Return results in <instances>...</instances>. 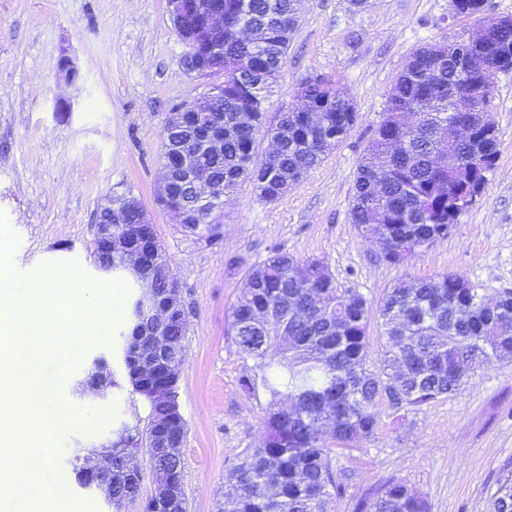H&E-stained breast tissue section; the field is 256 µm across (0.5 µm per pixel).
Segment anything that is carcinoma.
Instances as JSON below:
<instances>
[{"label": "carcinoma", "mask_w": 512, "mask_h": 512, "mask_svg": "<svg viewBox=\"0 0 512 512\" xmlns=\"http://www.w3.org/2000/svg\"><path fill=\"white\" fill-rule=\"evenodd\" d=\"M454 15L476 17L488 26L493 49L458 40L417 49L387 94L385 118L364 148L355 178L350 220L377 241L381 257L400 264L418 250L448 237L462 215L455 204L464 188L442 162L454 147L460 109L486 112L495 77L512 71V21L484 14V0H453ZM299 24V0H224V47L209 55L224 73V94L211 102L200 125L163 141L180 145L223 181L224 194L249 184L272 202L282 187L298 183L318 166L354 127L358 112L341 85L315 77L302 84L312 111L281 112L263 127L265 103L286 63ZM257 37L245 40L240 29ZM224 133V154L203 147L202 133ZM265 132L275 152L254 158L257 135ZM457 150L472 156L473 185L484 190L499 156L496 130ZM184 231L207 241L222 234V223L202 215ZM134 241L169 262L160 241L139 211L121 225ZM382 338L372 367L367 335L371 306L358 291L340 290L318 259L300 260L276 251L252 266L233 302L227 329L241 351L255 361L269 397L265 441L244 452L224 476L221 512H334L344 486L333 472L331 449L323 436L333 424L336 444L349 449L374 434L379 406L421 407L456 394L466 375L462 361H512V291L490 301L460 274L405 280L388 289L377 308ZM147 316L131 329L141 346L150 344ZM187 319H175L170 340L184 343ZM133 390L150 405L154 465L178 476L183 458L164 451L166 434L151 393L163 386L159 367L139 373L124 358ZM140 433L124 426L112 444V508L121 512L138 489L125 449ZM354 512H430L428 500L401 480H390L356 502ZM490 512H512V481L490 498Z\"/></svg>", "instance_id": "carcinoma-1"}]
</instances>
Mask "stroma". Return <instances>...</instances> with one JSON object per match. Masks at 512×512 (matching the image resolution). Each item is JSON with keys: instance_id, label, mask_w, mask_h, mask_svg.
Returning a JSON list of instances; mask_svg holds the SVG:
<instances>
[{"instance_id": "stroma-1", "label": "stroma", "mask_w": 512, "mask_h": 512, "mask_svg": "<svg viewBox=\"0 0 512 512\" xmlns=\"http://www.w3.org/2000/svg\"><path fill=\"white\" fill-rule=\"evenodd\" d=\"M477 28L476 19L452 15L451 0H367L360 9L350 0H302L267 114L296 107L299 85L320 76L347 91L358 121L276 201L240 187L224 205L223 238L211 244L174 224L157 202L166 118L206 89L184 67L166 0H0V265L17 280L74 265L61 280L62 300L69 312L80 311L85 300L72 281L103 300L113 296L92 253L100 204L129 191L150 212L189 313L178 380L188 512H219L225 473L265 438L268 398L242 390L255 363L226 323L251 266L276 250L317 259L339 288L374 305L397 282L448 273L463 274L490 298L512 290V73L496 77L490 99L496 165L448 238L393 265L349 215L363 149L407 57L450 37L468 39ZM65 56L81 73L72 86L58 77ZM128 328L126 313L116 321L107 315L82 339L53 338L77 365L52 374L62 445L29 478L35 489L55 485L49 512H113L79 485L73 451L98 445L122 425L149 422L146 400L125 382L121 334ZM100 356L118 385L88 416L80 383ZM332 466L345 485L336 512H352L356 500L392 478L424 495L431 512H489L491 494L512 477V362L476 365L455 396L408 410L382 406L374 436L358 450L333 452Z\"/></svg>"}]
</instances>
